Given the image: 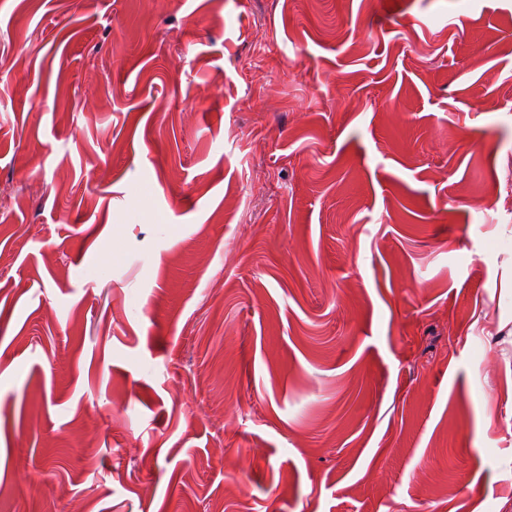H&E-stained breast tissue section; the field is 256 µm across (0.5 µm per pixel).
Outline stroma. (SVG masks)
I'll return each mask as SVG.
<instances>
[{
  "instance_id": "1",
  "label": "stroma",
  "mask_w": 512,
  "mask_h": 512,
  "mask_svg": "<svg viewBox=\"0 0 512 512\" xmlns=\"http://www.w3.org/2000/svg\"><path fill=\"white\" fill-rule=\"evenodd\" d=\"M13 193L0 512H512V0H0Z\"/></svg>"
}]
</instances>
